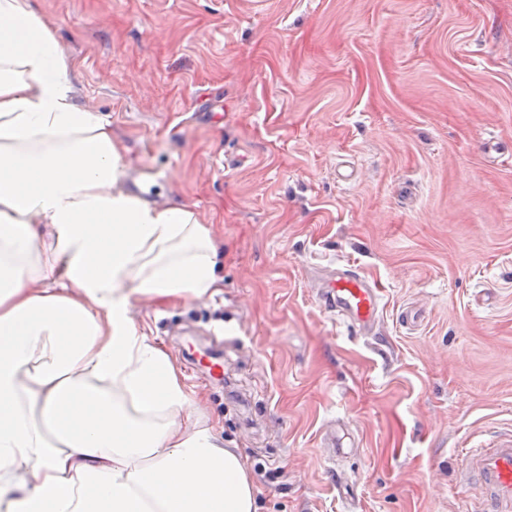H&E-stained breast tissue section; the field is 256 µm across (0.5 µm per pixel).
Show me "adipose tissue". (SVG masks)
<instances>
[{
  "label": "adipose tissue",
  "instance_id": "ef3b65f1",
  "mask_svg": "<svg viewBox=\"0 0 512 512\" xmlns=\"http://www.w3.org/2000/svg\"><path fill=\"white\" fill-rule=\"evenodd\" d=\"M69 70L29 0H0V512H257L245 457L130 315L217 294L222 245L125 189Z\"/></svg>",
  "mask_w": 512,
  "mask_h": 512
}]
</instances>
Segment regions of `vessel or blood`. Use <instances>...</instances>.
Listing matches in <instances>:
<instances>
[{
	"label": "vessel or blood",
	"mask_w": 512,
	"mask_h": 512,
	"mask_svg": "<svg viewBox=\"0 0 512 512\" xmlns=\"http://www.w3.org/2000/svg\"><path fill=\"white\" fill-rule=\"evenodd\" d=\"M316 297L351 332L376 335L384 292L351 265L329 268ZM457 482L473 491L472 512H512V431L498 433L492 446L465 449Z\"/></svg>",
	"instance_id": "vessel-or-blood-1"
}]
</instances>
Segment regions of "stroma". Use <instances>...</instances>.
Segmentation results:
<instances>
[{"label":"stroma","instance_id":"obj_1","mask_svg":"<svg viewBox=\"0 0 512 512\" xmlns=\"http://www.w3.org/2000/svg\"><path fill=\"white\" fill-rule=\"evenodd\" d=\"M149 200L224 239L219 293L134 302L249 464L259 512H462L468 443L512 428V0H30ZM384 290L357 336L315 295ZM417 312L416 325L403 311ZM360 445L329 463L320 435ZM316 297L320 306L336 313L351 332L376 335L384 292L350 264L329 267Z\"/></svg>","mask_w":512,"mask_h":512}]
</instances>
